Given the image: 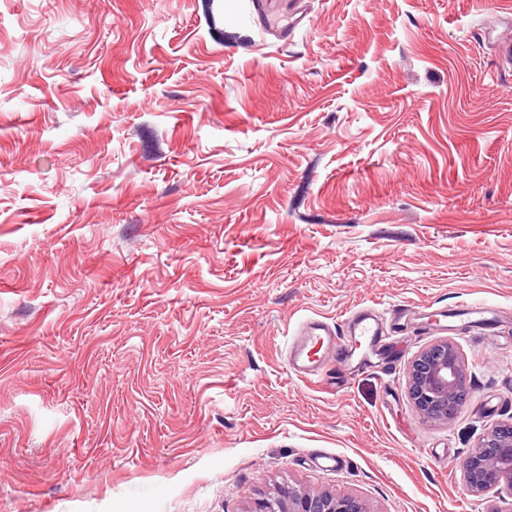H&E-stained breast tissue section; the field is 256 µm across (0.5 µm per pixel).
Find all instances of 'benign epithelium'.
I'll return each mask as SVG.
<instances>
[{
    "label": "benign epithelium",
    "instance_id": "1",
    "mask_svg": "<svg viewBox=\"0 0 512 512\" xmlns=\"http://www.w3.org/2000/svg\"><path fill=\"white\" fill-rule=\"evenodd\" d=\"M466 378L465 364L455 344L440 340L422 350L410 365L409 397L415 412L429 422H449L460 386ZM464 480L474 493L506 489L512 495V433L488 432L461 463ZM251 512H368L351 496L300 491L292 486L257 500Z\"/></svg>",
    "mask_w": 512,
    "mask_h": 512
}]
</instances>
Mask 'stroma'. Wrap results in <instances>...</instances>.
<instances>
[{
	"mask_svg": "<svg viewBox=\"0 0 512 512\" xmlns=\"http://www.w3.org/2000/svg\"><path fill=\"white\" fill-rule=\"evenodd\" d=\"M302 9L284 43L246 0H0V512L512 506L458 467L512 418V0ZM458 302L493 334L287 370L305 319ZM444 337L470 393L426 423ZM464 378L465 364L453 342L440 340L422 350L410 365L409 397L415 412L427 422L453 420ZM436 406L441 414L434 413ZM290 486V485H289ZM277 497L257 500L251 512H369L355 497L300 491L292 486ZM276 506H275V505Z\"/></svg>",
	"mask_w": 512,
	"mask_h": 512,
	"instance_id": "1",
	"label": "stroma"
}]
</instances>
